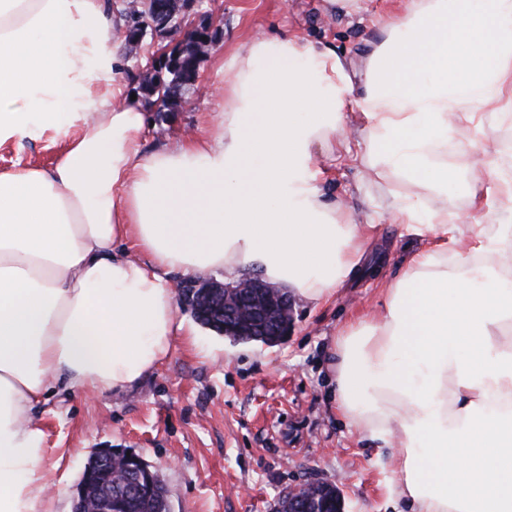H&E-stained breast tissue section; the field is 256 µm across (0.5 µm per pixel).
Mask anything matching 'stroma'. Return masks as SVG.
Segmentation results:
<instances>
[{"label": "stroma", "instance_id": "1", "mask_svg": "<svg viewBox=\"0 0 512 512\" xmlns=\"http://www.w3.org/2000/svg\"><path fill=\"white\" fill-rule=\"evenodd\" d=\"M362 5L360 22L327 0H213L224 19L222 40L201 64L198 89L185 95L182 111L150 117L144 152L207 125L217 103L207 89L218 65L259 34L326 42L362 89L366 58L385 37L379 19L404 0ZM59 149L46 138L1 146L0 169L50 163ZM320 166L331 173L332 195L355 216L366 212L367 196L385 204L384 188L364 181L357 150L337 149ZM375 220L360 275L328 305L294 299L290 333L277 345L238 343L202 326L194 343L176 338L164 363L125 390L53 396L42 416L53 512H72L85 464L107 444L139 454L157 471L170 512H275L285 488L309 481L337 485L344 512H404L393 449L344 425L326 380L338 325L371 313L386 280L423 245L383 209Z\"/></svg>", "mask_w": 512, "mask_h": 512}]
</instances>
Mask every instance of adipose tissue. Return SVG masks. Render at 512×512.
<instances>
[{
    "label": "adipose tissue",
    "instance_id": "1",
    "mask_svg": "<svg viewBox=\"0 0 512 512\" xmlns=\"http://www.w3.org/2000/svg\"><path fill=\"white\" fill-rule=\"evenodd\" d=\"M409 2L361 96L333 47L252 39L216 70L214 130L147 154L106 0H0V146L60 144L0 170V512H51L35 415L53 390L124 389L194 337L171 273L252 265L316 308L357 274L371 226L312 171L351 107L393 223L426 245L332 337L336 411L396 446L410 512H512V225L483 216L512 210V154L467 134L512 120V0ZM452 143L494 198L457 206Z\"/></svg>",
    "mask_w": 512,
    "mask_h": 512
}]
</instances>
